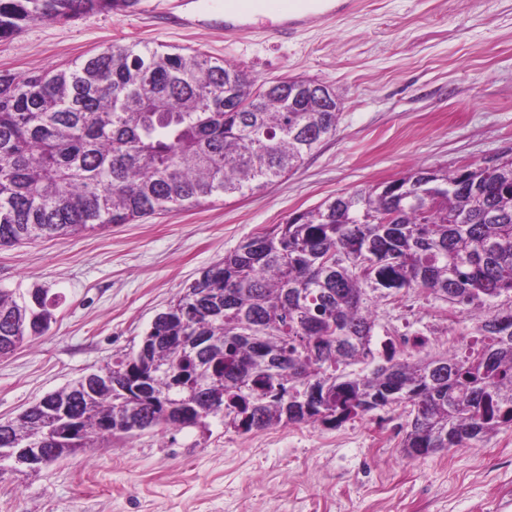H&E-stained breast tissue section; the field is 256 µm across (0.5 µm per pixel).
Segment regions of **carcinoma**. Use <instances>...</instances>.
I'll list each match as a JSON object with an SVG mask.
<instances>
[{
	"mask_svg": "<svg viewBox=\"0 0 512 512\" xmlns=\"http://www.w3.org/2000/svg\"><path fill=\"white\" fill-rule=\"evenodd\" d=\"M141 0H0V39L34 21L66 24ZM327 85H261L245 68L197 50L114 44L65 68L0 73V246L131 224L244 196L297 169L336 134ZM419 289L467 312L482 346L375 362L369 302ZM41 288H0V357L44 335ZM141 342L49 393L11 425L0 448L36 443L45 401L66 404L89 432L61 458L130 429L244 433L336 425L385 407L409 408L401 448H462L512 427V156L448 173L410 168L384 185L341 192L242 242L200 272ZM370 367L355 373L347 368Z\"/></svg>",
	"mask_w": 512,
	"mask_h": 512,
	"instance_id": "carcinoma-1",
	"label": "carcinoma"
}]
</instances>
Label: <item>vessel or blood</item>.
Instances as JSON below:
<instances>
[{
  "mask_svg": "<svg viewBox=\"0 0 512 512\" xmlns=\"http://www.w3.org/2000/svg\"><path fill=\"white\" fill-rule=\"evenodd\" d=\"M354 4L355 0H224V31L286 38L324 24Z\"/></svg>",
  "mask_w": 512,
  "mask_h": 512,
  "instance_id": "obj_1",
  "label": "vessel or blood"
}]
</instances>
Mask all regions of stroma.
<instances>
[{
	"mask_svg": "<svg viewBox=\"0 0 512 512\" xmlns=\"http://www.w3.org/2000/svg\"><path fill=\"white\" fill-rule=\"evenodd\" d=\"M136 12L29 23L0 41V72L27 74L115 43L196 49L257 82L303 77L342 100L337 131L265 189L132 224L0 248V288L45 289L43 336L0 357V420L137 349L154 317L249 237L340 192L512 155V0H363L355 14L291 39L187 32ZM380 338L426 336V354L472 336L469 316L420 290L377 310ZM407 410L337 427L242 433L211 422L117 433L37 471L0 474V512H502L512 500V428L415 460Z\"/></svg>",
	"mask_w": 512,
	"mask_h": 512,
	"instance_id": "obj_1",
	"label": "stroma"
}]
</instances>
